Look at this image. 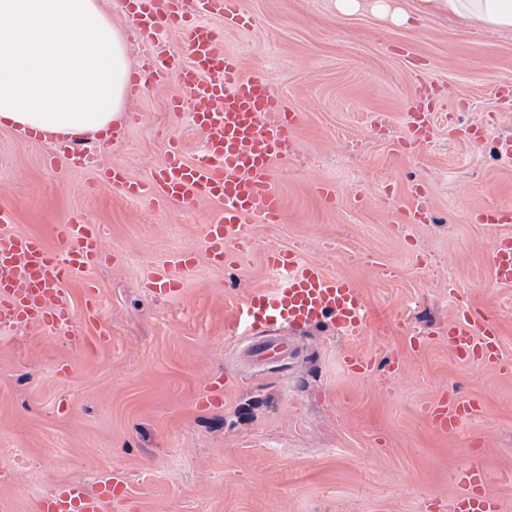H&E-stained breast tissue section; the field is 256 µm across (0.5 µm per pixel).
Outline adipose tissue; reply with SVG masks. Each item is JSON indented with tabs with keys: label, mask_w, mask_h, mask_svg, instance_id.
<instances>
[{
	"label": "adipose tissue",
	"mask_w": 512,
	"mask_h": 512,
	"mask_svg": "<svg viewBox=\"0 0 512 512\" xmlns=\"http://www.w3.org/2000/svg\"><path fill=\"white\" fill-rule=\"evenodd\" d=\"M425 15L512 31V0H421ZM129 76L101 0H0V121L45 135L108 130Z\"/></svg>",
	"instance_id": "adipose-tissue-1"
}]
</instances>
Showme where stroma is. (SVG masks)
<instances>
[{"instance_id": "stroma-1", "label": "stroma", "mask_w": 512, "mask_h": 512, "mask_svg": "<svg viewBox=\"0 0 512 512\" xmlns=\"http://www.w3.org/2000/svg\"><path fill=\"white\" fill-rule=\"evenodd\" d=\"M417 7L360 0L344 14L335 0H240L252 27L202 16L243 75H264L299 115L293 156L272 168L283 220L249 221L251 248L236 270L206 252L217 203L155 207L96 181L112 167L148 179L169 135L188 159L200 155L190 106L168 123L169 103L184 95L177 77L127 99L139 123L114 121L111 146L82 168L51 164L50 142L0 126L10 230L50 241L78 217L98 225L106 255L89 275L96 351L44 330L0 329V512H37L57 485L92 487L116 469L130 485L121 512H452L455 475L477 448L487 491L512 512V373L458 361L445 334L459 311L488 309L512 357V286L494 280L490 260L512 224L476 220L480 209L512 206V154L498 149L512 137V32L420 19ZM425 84L435 88L434 131L415 150L407 110ZM417 185L433 218L406 227ZM271 247L300 249L355 281L373 309L364 334L282 329L290 352L275 364L226 339L225 311L273 281ZM185 251L195 262L179 293H147L151 268ZM347 354L369 356L375 375L348 371ZM221 375L227 393L196 402ZM448 393L482 399L486 413L445 438L422 409Z\"/></svg>"}]
</instances>
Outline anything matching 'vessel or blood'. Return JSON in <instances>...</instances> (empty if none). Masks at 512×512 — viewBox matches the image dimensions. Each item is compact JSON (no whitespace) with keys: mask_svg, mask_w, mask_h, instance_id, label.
Returning a JSON list of instances; mask_svg holds the SVG:
<instances>
[{"mask_svg":"<svg viewBox=\"0 0 512 512\" xmlns=\"http://www.w3.org/2000/svg\"><path fill=\"white\" fill-rule=\"evenodd\" d=\"M130 25L145 52L131 78V92L140 95L148 83L176 75L193 105L192 120L205 136L202 157L187 160L181 145L170 141L163 163L148 180L129 179L112 168L99 173L114 191L133 201H151L168 208L192 205L208 198L219 202V219L206 230L207 254L215 263L239 265L248 250L246 222L280 223L283 200L270 179L273 161L288 158L297 115L271 93L263 75L240 72L238 61L220 48V33L201 24L200 15L223 16L225 24L247 27L251 20L238 0H123ZM174 30L186 47L172 51L159 38ZM432 105L421 97L410 113V139L419 147L430 139ZM10 210L0 207V326L47 329L78 335L79 313L97 310V292L86 284V274L103 259L96 225L78 218L60 225L53 242L36 235L6 231ZM191 254L181 253L162 270L151 273L146 288L155 295L176 294L178 274L189 268ZM274 282L251 288L224 318V335L247 338L258 359L279 358L286 345L275 336L277 326L294 330L330 322L338 332L362 335L369 322V307L352 281L329 275L294 249H272L265 256ZM492 271L502 284L512 283V236L494 241ZM80 284L83 302L74 305L66 286ZM448 348L465 362L512 371V359L501 351L500 323L486 309L472 308L448 323ZM485 412L481 400L451 396L424 409L433 430L448 436L463 423ZM461 489L456 512H498L497 500L486 491L485 471L473 463L459 472ZM125 474L86 488L79 481L65 482L41 501L42 512H110L119 490L127 488Z\"/></svg>","mask_w":512,"mask_h":512,"instance_id":"vessel-or-blood-1","label":"vessel or blood"}]
</instances>
